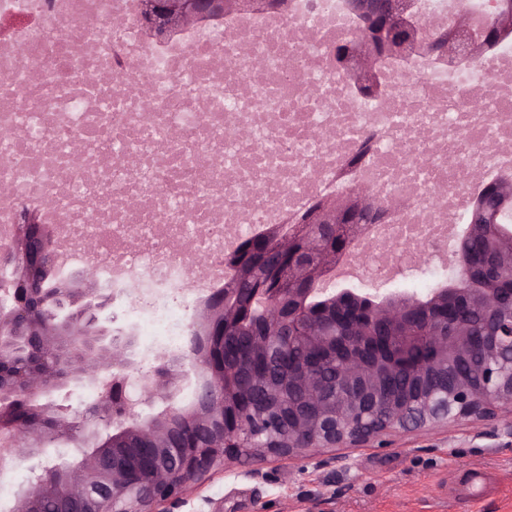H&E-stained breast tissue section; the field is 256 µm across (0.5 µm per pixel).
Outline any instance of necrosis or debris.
Listing matches in <instances>:
<instances>
[{"mask_svg":"<svg viewBox=\"0 0 512 512\" xmlns=\"http://www.w3.org/2000/svg\"><path fill=\"white\" fill-rule=\"evenodd\" d=\"M138 14L137 0H0V233L35 210L71 266L106 255L102 277L135 281L170 344L166 297L191 288L184 239L214 288L246 232L359 182L398 200L346 273L381 284L407 255L447 254L479 180L512 172L511 44L475 66L384 59L393 89L370 100L336 61L359 27L345 0L228 15L168 42L147 40ZM370 133L377 151L352 164ZM386 244L404 258L378 256Z\"/></svg>","mask_w":512,"mask_h":512,"instance_id":"1","label":"necrosis or debris"}]
</instances>
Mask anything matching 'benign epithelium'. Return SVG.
Masks as SVG:
<instances>
[{"mask_svg": "<svg viewBox=\"0 0 512 512\" xmlns=\"http://www.w3.org/2000/svg\"><path fill=\"white\" fill-rule=\"evenodd\" d=\"M273 0H144V16L163 27L151 34L174 35L195 25L240 10L272 8ZM361 15L354 44L344 50L358 91L366 97L383 92L378 63L383 57L406 58L424 53L439 61L462 63L478 45L512 32V11L494 25L469 16L457 21L448 40L435 44L427 37L416 0H350ZM371 204L370 190L354 184L345 196L323 198V213L333 231L319 237L316 225L298 224L280 237L274 252L285 261L288 287L259 294L267 323L276 326L279 299L296 296L293 317L304 323L302 344L328 346L324 322L308 304L315 289L309 283L331 269L366 236V225L353 214ZM495 235L509 241L505 273L512 277V228L491 222ZM471 229L448 242L454 265L466 270L462 244ZM61 244L52 226L36 213L13 227L8 243L0 245V476L21 459L32 461L35 481L18 495L11 512H161L211 469L242 457L302 458L324 448H346L396 430L451 427L466 419H507L512 437V315L489 323L480 345L472 341V324L461 321L445 336L432 323L412 325L406 311L392 303L365 305L366 317L353 330L358 335L348 350L369 340L363 335L377 321L404 331L409 345L423 341L445 358L475 362L445 390L438 386L436 366L421 362L410 371L406 387L383 384L378 370L350 354L334 376L323 362L304 365L293 373L300 400L290 418L288 445L255 444L243 448L233 441L242 423L234 404L239 388L224 368V334L241 317L239 305L213 293L192 326V344L172 357L209 375L190 406L180 404V370L167 360L133 399L129 393L133 363L131 332L112 331L103 312L118 290L100 283L96 266H85L49 283L48 270L59 266ZM485 312L497 306L496 289L465 290ZM78 373L99 390L86 413L65 403L41 399ZM95 417L94 445L88 450L78 435V420ZM73 442L77 464L68 467L43 453L48 443Z\"/></svg>", "mask_w": 512, "mask_h": 512, "instance_id": "obj_1", "label": "benign epithelium"}]
</instances>
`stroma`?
I'll return each instance as SVG.
<instances>
[{"instance_id": "1", "label": "stroma", "mask_w": 512, "mask_h": 512, "mask_svg": "<svg viewBox=\"0 0 512 512\" xmlns=\"http://www.w3.org/2000/svg\"><path fill=\"white\" fill-rule=\"evenodd\" d=\"M117 326L133 328L147 375L170 347L148 327L134 292ZM170 512H512V438L497 420L384 435L311 459L244 458L212 469Z\"/></svg>"}]
</instances>
